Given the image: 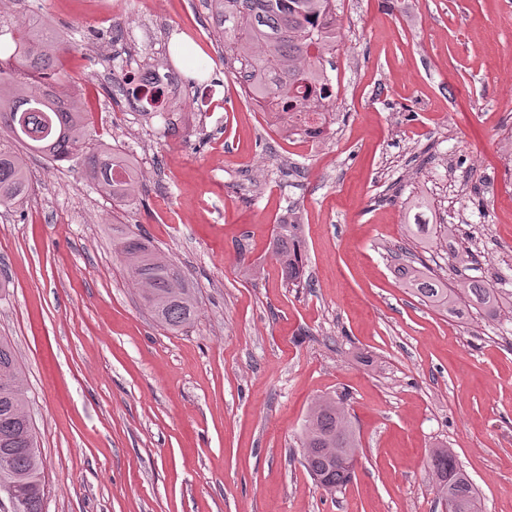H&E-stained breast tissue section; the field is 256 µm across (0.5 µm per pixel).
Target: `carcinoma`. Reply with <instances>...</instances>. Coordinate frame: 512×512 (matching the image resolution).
<instances>
[{"label": "carcinoma", "mask_w": 512, "mask_h": 512, "mask_svg": "<svg viewBox=\"0 0 512 512\" xmlns=\"http://www.w3.org/2000/svg\"><path fill=\"white\" fill-rule=\"evenodd\" d=\"M219 31L231 60L240 64L244 93L271 110L282 136L290 139L309 120L330 122L335 97L329 95L328 56L343 39V22L335 0H211ZM11 35L16 65L0 66V137H7L49 161L79 160L87 178L117 202H129L140 174L133 162L108 144L86 146L89 115L57 88L65 76L54 65L61 39L47 26L21 23L0 29ZM49 74L51 84L33 87L30 73ZM30 190L19 156L0 150V206L23 203ZM405 238L431 250L457 235V225L434 223V207L423 192L405 204ZM116 250L144 307L163 328L179 333L196 317V289L182 269L158 255L150 241L120 226L112 228ZM284 281L300 286L306 254L299 224H278L270 244ZM391 273L404 292L428 310L462 319L479 313L495 323L502 319L506 293L478 277L454 286L421 258L398 262ZM30 398L10 340L0 336V487L14 483L24 496L22 512H44L43 460L36 428L25 417ZM359 435L343 395H324L309 407L302 427L301 465L326 490L345 488L355 476L354 452ZM430 468L440 477L441 498L449 512H480V497L454 452L436 448Z\"/></svg>", "instance_id": "1"}]
</instances>
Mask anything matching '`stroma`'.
<instances>
[{"label":"stroma","instance_id":"stroma-1","mask_svg":"<svg viewBox=\"0 0 512 512\" xmlns=\"http://www.w3.org/2000/svg\"><path fill=\"white\" fill-rule=\"evenodd\" d=\"M39 2L0 0V27L32 17L61 35L90 144L142 173L118 204L28 152V198L0 206V336L31 390L45 512H446L427 466L439 445L482 512H512V321L437 315L390 272L422 189L460 228L424 261L512 290V0H336V120L313 145L246 102L206 0ZM151 58L183 88L149 119L124 77ZM292 210L306 288L270 251ZM116 222L196 288L183 332L144 309ZM324 393L345 396L361 444L335 493L300 463Z\"/></svg>","mask_w":512,"mask_h":512}]
</instances>
